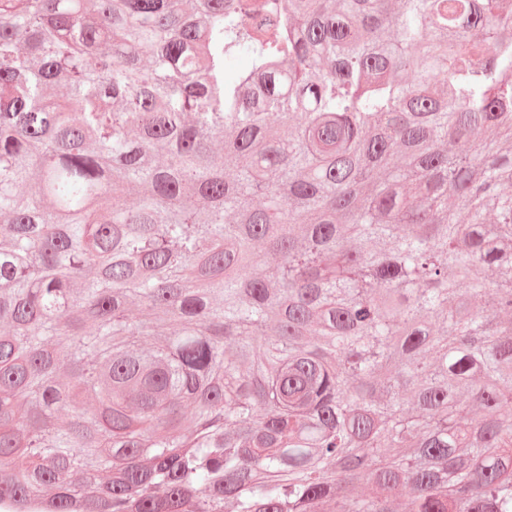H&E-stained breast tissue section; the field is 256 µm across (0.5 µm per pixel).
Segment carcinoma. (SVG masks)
Returning <instances> with one entry per match:
<instances>
[{
    "instance_id": "carcinoma-1",
    "label": "carcinoma",
    "mask_w": 512,
    "mask_h": 512,
    "mask_svg": "<svg viewBox=\"0 0 512 512\" xmlns=\"http://www.w3.org/2000/svg\"><path fill=\"white\" fill-rule=\"evenodd\" d=\"M509 185L512 0H0V509L512 512Z\"/></svg>"
}]
</instances>
